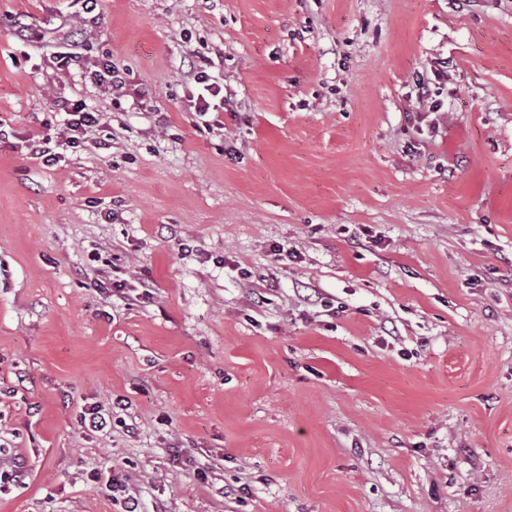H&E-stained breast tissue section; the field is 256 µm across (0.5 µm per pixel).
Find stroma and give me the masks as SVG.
Segmentation results:
<instances>
[{
	"mask_svg": "<svg viewBox=\"0 0 512 512\" xmlns=\"http://www.w3.org/2000/svg\"><path fill=\"white\" fill-rule=\"evenodd\" d=\"M77 98L0 144V512H512V0H0V126ZM98 70L90 72V78L99 85H122L125 82V72L112 62V57L102 60ZM210 61L204 57H200L196 66H194V80L198 84H203V90L206 95L199 94L194 104L195 112H199L201 116H205L207 112H220L224 109V87L209 83V74L206 69L209 67ZM218 100V103H214ZM57 105H60V109L69 116L64 130L57 133L58 136H56V138L63 139L59 141L61 142L59 145H66V148L80 147L84 143L85 135L97 127L103 119L102 113L89 109L82 100L66 99ZM53 137L49 134L27 138L22 142L21 150L32 159H41L43 164L53 165L60 161L62 154L54 152L50 146Z\"/></svg>",
	"mask_w": 512,
	"mask_h": 512,
	"instance_id": "1",
	"label": "stroma"
}]
</instances>
